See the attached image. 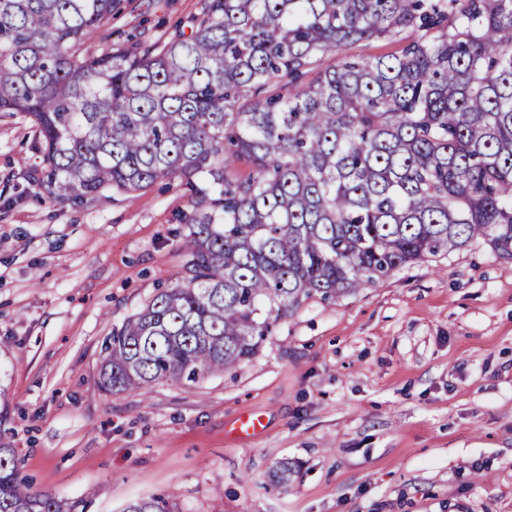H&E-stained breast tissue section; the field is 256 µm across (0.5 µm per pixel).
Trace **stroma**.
<instances>
[{
  "label": "stroma",
  "mask_w": 512,
  "mask_h": 512,
  "mask_svg": "<svg viewBox=\"0 0 512 512\" xmlns=\"http://www.w3.org/2000/svg\"><path fill=\"white\" fill-rule=\"evenodd\" d=\"M202 0H121L106 43L165 40ZM29 119L0 116V445L76 512L175 493L180 512H512V260L486 246L310 300L192 390L104 395L102 343L185 257L162 181L91 204L35 179ZM262 415L253 437L235 417ZM288 486L266 484L281 460Z\"/></svg>",
  "instance_id": "stroma-1"
}]
</instances>
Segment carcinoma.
<instances>
[{
    "label": "carcinoma",
    "mask_w": 512,
    "mask_h": 512,
    "mask_svg": "<svg viewBox=\"0 0 512 512\" xmlns=\"http://www.w3.org/2000/svg\"><path fill=\"white\" fill-rule=\"evenodd\" d=\"M117 2L0 0V114L36 127L47 197L189 198L182 274L112 329L101 391L190 389L304 302L476 241L512 259V0H203L189 32L99 53ZM403 31L398 56L331 60ZM22 465L0 447V512H75Z\"/></svg>",
    "instance_id": "carcinoma-1"
}]
</instances>
